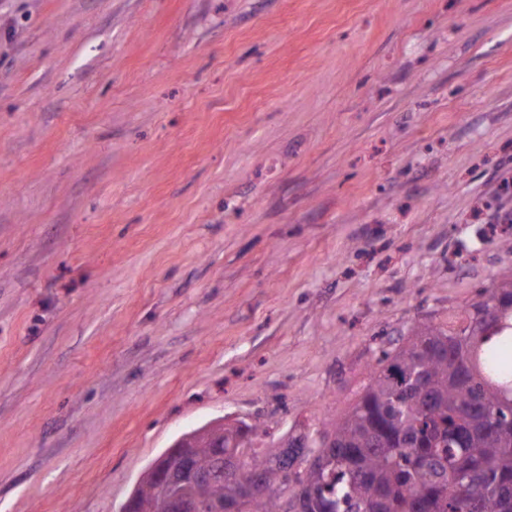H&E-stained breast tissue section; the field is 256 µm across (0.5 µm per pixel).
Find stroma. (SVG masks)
Returning <instances> with one entry per match:
<instances>
[{
  "label": "stroma",
  "mask_w": 512,
  "mask_h": 512,
  "mask_svg": "<svg viewBox=\"0 0 512 512\" xmlns=\"http://www.w3.org/2000/svg\"><path fill=\"white\" fill-rule=\"evenodd\" d=\"M510 224L512 0H0V512L347 413Z\"/></svg>",
  "instance_id": "1"
}]
</instances>
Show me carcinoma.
Segmentation results:
<instances>
[{"label": "carcinoma", "instance_id": "carcinoma-1", "mask_svg": "<svg viewBox=\"0 0 512 512\" xmlns=\"http://www.w3.org/2000/svg\"><path fill=\"white\" fill-rule=\"evenodd\" d=\"M512 277L445 329L422 323L381 350L372 378L319 443L288 442V461L233 443L240 468L212 481L210 499L253 489L245 512H512V435L490 431L491 412L512 419ZM171 489L141 481L138 512H159Z\"/></svg>", "mask_w": 512, "mask_h": 512}]
</instances>
